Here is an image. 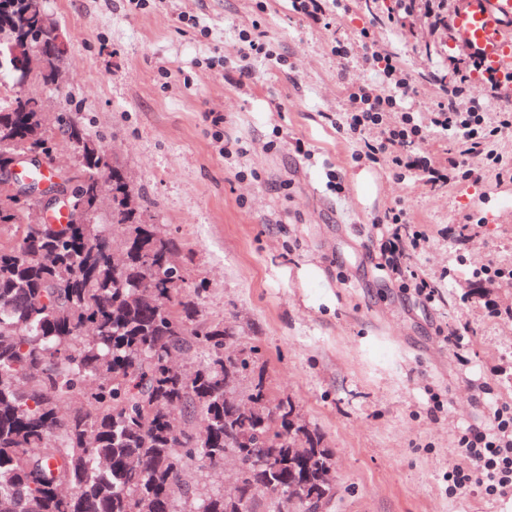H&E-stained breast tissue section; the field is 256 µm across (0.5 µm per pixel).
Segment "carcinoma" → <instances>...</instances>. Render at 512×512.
I'll list each match as a JSON object with an SVG mask.
<instances>
[{
    "label": "carcinoma",
    "instance_id": "cac0c4a2",
    "mask_svg": "<svg viewBox=\"0 0 512 512\" xmlns=\"http://www.w3.org/2000/svg\"><path fill=\"white\" fill-rule=\"evenodd\" d=\"M21 0H0V28L26 30L41 48L47 31L22 15ZM0 140L6 151L78 149L73 169L83 203L93 174L112 179V228L125 260L112 262L113 237L88 213L81 224L19 221L0 206V512H305L288 489V401L252 381L260 412L224 404L226 391L254 373L260 349L235 350L232 327L203 319L200 290L188 285L181 242L123 207L129 180L100 142L72 118L54 119L17 92L6 55L0 83ZM201 356L185 372L176 356ZM299 475L330 489L331 451L306 431ZM241 464L236 490L190 487L189 468L217 470L224 454Z\"/></svg>",
    "mask_w": 512,
    "mask_h": 512
}]
</instances>
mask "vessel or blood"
I'll use <instances>...</instances> for the list:
<instances>
[{
  "mask_svg": "<svg viewBox=\"0 0 512 512\" xmlns=\"http://www.w3.org/2000/svg\"><path fill=\"white\" fill-rule=\"evenodd\" d=\"M455 41L492 69L512 66V0H458L451 15Z\"/></svg>",
  "mask_w": 512,
  "mask_h": 512,
  "instance_id": "1",
  "label": "vessel or blood"
}]
</instances>
